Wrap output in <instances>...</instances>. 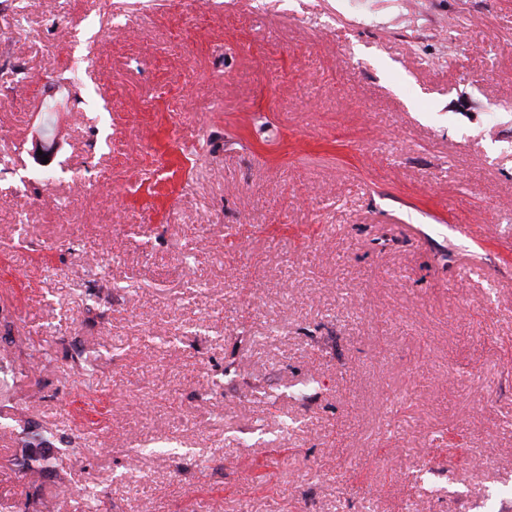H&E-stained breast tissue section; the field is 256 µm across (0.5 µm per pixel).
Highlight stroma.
I'll use <instances>...</instances> for the list:
<instances>
[{
    "instance_id": "35a3bbf8",
    "label": "stroma",
    "mask_w": 512,
    "mask_h": 512,
    "mask_svg": "<svg viewBox=\"0 0 512 512\" xmlns=\"http://www.w3.org/2000/svg\"><path fill=\"white\" fill-rule=\"evenodd\" d=\"M4 43L0 512H512V0H0ZM57 136L55 127L49 124L47 119H43L41 126L35 131L33 136L36 147L43 152V155H41L42 161L44 160L43 156H47L49 161L53 155L57 145ZM50 146H52L51 149H49Z\"/></svg>"
}]
</instances>
